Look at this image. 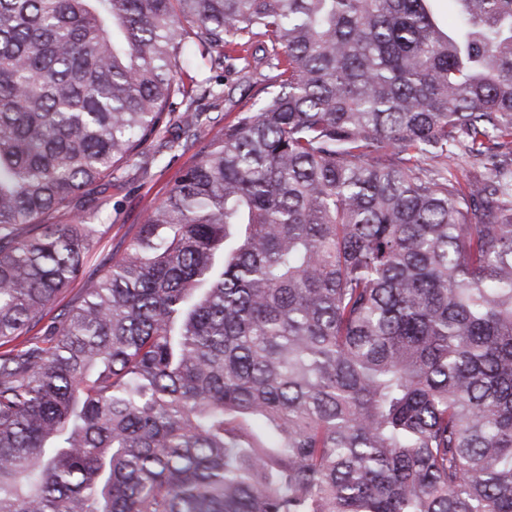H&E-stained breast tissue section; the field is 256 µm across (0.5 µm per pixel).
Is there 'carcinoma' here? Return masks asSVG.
<instances>
[{"mask_svg": "<svg viewBox=\"0 0 512 512\" xmlns=\"http://www.w3.org/2000/svg\"><path fill=\"white\" fill-rule=\"evenodd\" d=\"M431 2L0 0V512H512V0ZM196 58L274 89L34 331Z\"/></svg>", "mask_w": 512, "mask_h": 512, "instance_id": "carcinoma-1", "label": "carcinoma"}]
</instances>
